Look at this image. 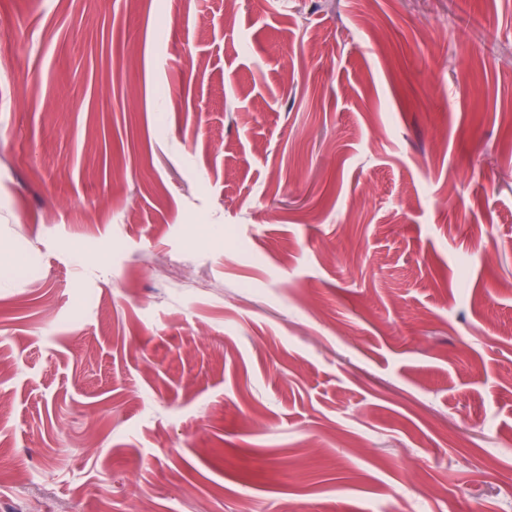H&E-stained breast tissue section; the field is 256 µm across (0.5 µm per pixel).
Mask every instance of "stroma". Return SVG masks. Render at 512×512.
<instances>
[{"label": "stroma", "instance_id": "stroma-1", "mask_svg": "<svg viewBox=\"0 0 512 512\" xmlns=\"http://www.w3.org/2000/svg\"><path fill=\"white\" fill-rule=\"evenodd\" d=\"M0 254V512H512V0H0Z\"/></svg>", "mask_w": 512, "mask_h": 512}]
</instances>
